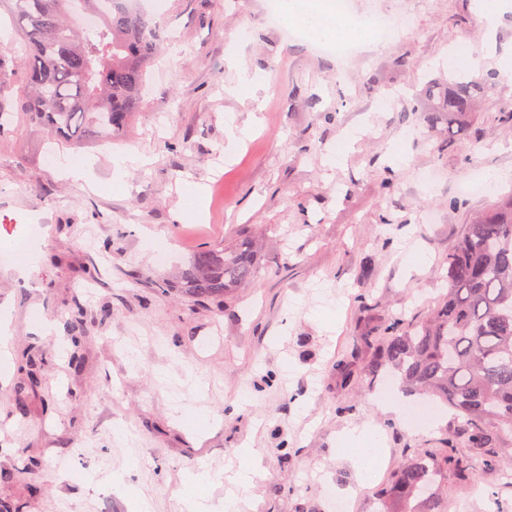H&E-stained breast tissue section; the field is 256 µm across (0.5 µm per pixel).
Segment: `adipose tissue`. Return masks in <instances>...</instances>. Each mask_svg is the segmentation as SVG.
I'll list each match as a JSON object with an SVG mask.
<instances>
[{"label":"adipose tissue","instance_id":"obj_1","mask_svg":"<svg viewBox=\"0 0 512 512\" xmlns=\"http://www.w3.org/2000/svg\"><path fill=\"white\" fill-rule=\"evenodd\" d=\"M280 10L289 25L309 37L325 42L345 43L349 39L373 40V29L355 17L336 14L333 0H280Z\"/></svg>","mask_w":512,"mask_h":512}]
</instances>
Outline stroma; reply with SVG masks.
Masks as SVG:
<instances>
[{"instance_id": "1", "label": "stroma", "mask_w": 512, "mask_h": 512, "mask_svg": "<svg viewBox=\"0 0 512 512\" xmlns=\"http://www.w3.org/2000/svg\"><path fill=\"white\" fill-rule=\"evenodd\" d=\"M507 3L490 32L473 0H354L355 15L406 13L413 26L339 56L305 33L284 36L270 0H163L156 10L138 0L161 22L164 44L128 139L73 148L25 121L9 126L0 135V315L11 352L40 345L45 370L24 411L0 404V501L20 512H129L143 496L154 512H181L187 477L204 470L211 479L198 493L222 512L247 445L260 471L242 512H331L330 486L350 512H379L375 492L405 449L453 435L457 420L443 407L413 429L380 409L383 381L364 375L365 338L393 317L427 315L464 225L512 192V73L499 70L512 53ZM12 35L1 7L9 87L0 107L20 112L25 74ZM461 42L496 78L477 106L478 137L457 149L420 112L428 80L471 76L448 66ZM245 72L266 80L252 99L233 91ZM242 127L250 136L231 146L230 130ZM122 152L143 158L124 189L112 184ZM76 155L93 163L96 187L67 176ZM478 168L510 177L489 188L475 183ZM431 170L438 179L423 186ZM194 184L205 199L188 224L176 210ZM30 224L42 228L26 239L41 262L27 277L6 274ZM162 240L174 244L164 262ZM245 240L257 247L253 286L209 305L157 291L196 250ZM416 254L424 265L412 264ZM77 311L89 339L76 367L64 323ZM116 423L136 437V464L112 437ZM367 424L385 456L363 482L339 442ZM447 496L448 512H512V490L494 471H480L473 489L449 484Z\"/></svg>"}]
</instances>
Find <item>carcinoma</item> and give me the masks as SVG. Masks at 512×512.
Returning a JSON list of instances; mask_svg holds the SVG:
<instances>
[{"label":"carcinoma","mask_w":512,"mask_h":512,"mask_svg":"<svg viewBox=\"0 0 512 512\" xmlns=\"http://www.w3.org/2000/svg\"><path fill=\"white\" fill-rule=\"evenodd\" d=\"M97 27L78 30L71 0H10L24 44L28 86L24 119L72 146L84 140L127 137L140 108L148 67L160 50V23L128 6V0H83ZM487 78L431 83L425 126L444 131L448 146L470 135V116ZM253 246L197 250L182 270V289L199 304L253 284ZM376 359L366 376L387 366L408 391L438 401L461 417L456 434L466 453L445 441L409 448L377 490L385 512H445L448 479L476 474L475 460L499 462L512 438V193L464 225L448 251L447 294L419 321L397 317L375 336ZM21 367L38 383L30 352Z\"/></svg>","instance_id":"carcinoma-1"}]
</instances>
